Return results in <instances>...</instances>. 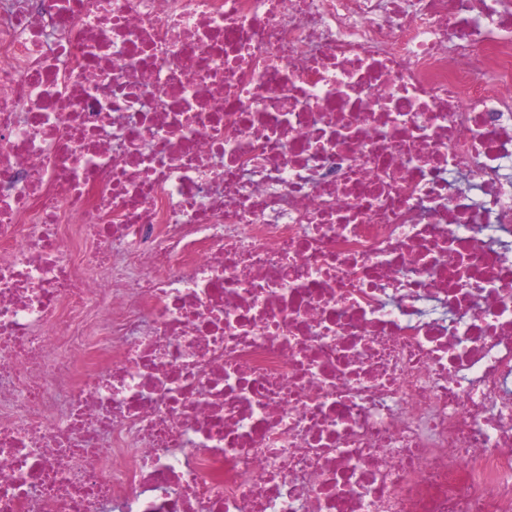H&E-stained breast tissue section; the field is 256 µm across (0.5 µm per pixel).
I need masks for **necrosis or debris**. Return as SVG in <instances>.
I'll list each match as a JSON object with an SVG mask.
<instances>
[{"instance_id": "1", "label": "necrosis or debris", "mask_w": 512, "mask_h": 512, "mask_svg": "<svg viewBox=\"0 0 512 512\" xmlns=\"http://www.w3.org/2000/svg\"><path fill=\"white\" fill-rule=\"evenodd\" d=\"M0 512H512V0H0Z\"/></svg>"}]
</instances>
